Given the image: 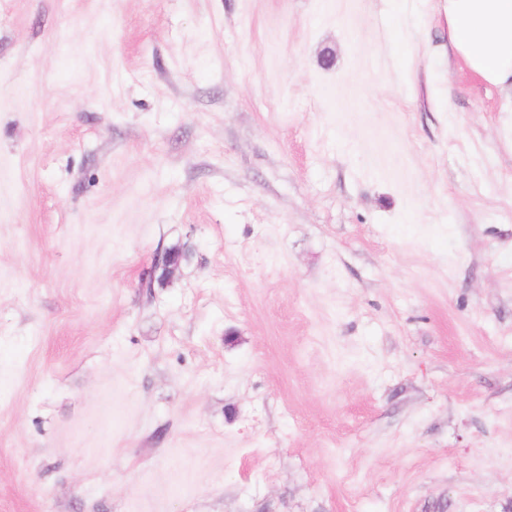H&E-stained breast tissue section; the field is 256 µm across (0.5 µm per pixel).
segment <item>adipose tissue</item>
<instances>
[{"label": "adipose tissue", "mask_w": 512, "mask_h": 512, "mask_svg": "<svg viewBox=\"0 0 512 512\" xmlns=\"http://www.w3.org/2000/svg\"><path fill=\"white\" fill-rule=\"evenodd\" d=\"M454 54L486 84L512 90V0H444Z\"/></svg>", "instance_id": "adipose-tissue-1"}]
</instances>
